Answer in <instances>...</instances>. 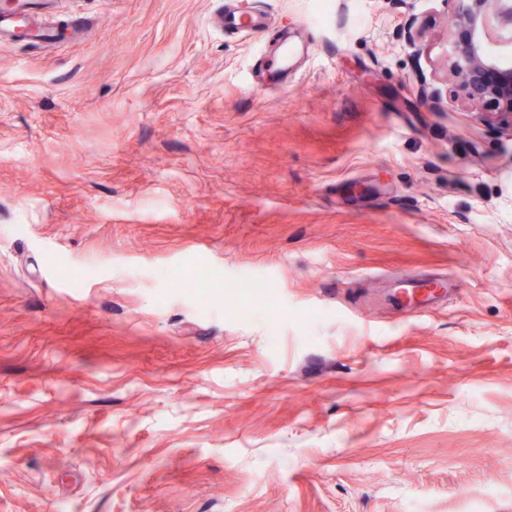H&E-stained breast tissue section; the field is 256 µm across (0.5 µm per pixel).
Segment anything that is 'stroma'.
Listing matches in <instances>:
<instances>
[{"instance_id": "35a3bbf8", "label": "stroma", "mask_w": 512, "mask_h": 512, "mask_svg": "<svg viewBox=\"0 0 512 512\" xmlns=\"http://www.w3.org/2000/svg\"><path fill=\"white\" fill-rule=\"evenodd\" d=\"M236 6L0 43V512H512V131L423 96L446 0Z\"/></svg>"}]
</instances>
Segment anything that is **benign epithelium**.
Segmentation results:
<instances>
[{"label": "benign epithelium", "instance_id": "7a95c632", "mask_svg": "<svg viewBox=\"0 0 512 512\" xmlns=\"http://www.w3.org/2000/svg\"><path fill=\"white\" fill-rule=\"evenodd\" d=\"M452 38L446 79L453 99L488 125L512 120V0H449ZM404 38L420 45L426 26L416 19L402 27Z\"/></svg>", "mask_w": 512, "mask_h": 512}]
</instances>
